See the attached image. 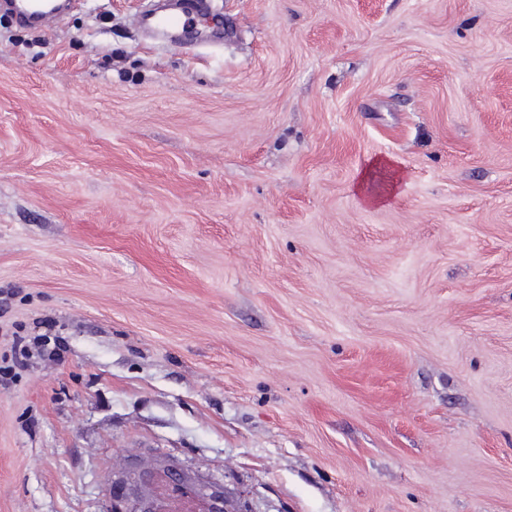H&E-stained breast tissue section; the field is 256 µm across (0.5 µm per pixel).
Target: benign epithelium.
Instances as JSON below:
<instances>
[{
	"mask_svg": "<svg viewBox=\"0 0 512 512\" xmlns=\"http://www.w3.org/2000/svg\"><path fill=\"white\" fill-rule=\"evenodd\" d=\"M113 483L112 512H224L221 486L169 458L150 472L130 465Z\"/></svg>",
	"mask_w": 512,
	"mask_h": 512,
	"instance_id": "benign-epithelium-1",
	"label": "benign epithelium"
}]
</instances>
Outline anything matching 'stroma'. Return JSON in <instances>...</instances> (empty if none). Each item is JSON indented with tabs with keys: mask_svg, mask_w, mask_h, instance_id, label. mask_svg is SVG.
Returning <instances> with one entry per match:
<instances>
[{
	"mask_svg": "<svg viewBox=\"0 0 512 512\" xmlns=\"http://www.w3.org/2000/svg\"><path fill=\"white\" fill-rule=\"evenodd\" d=\"M184 2L0 5V512H512V0ZM143 22L165 37L170 30L187 31L188 19L176 13L148 15ZM160 473L168 477L164 488L156 482ZM113 483L112 512H224V490L220 485L169 458L159 459L150 472L130 465L114 476ZM143 483L151 490L140 489Z\"/></svg>",
	"mask_w": 512,
	"mask_h": 512,
	"instance_id": "35a3bbf8",
	"label": "stroma"
}]
</instances>
